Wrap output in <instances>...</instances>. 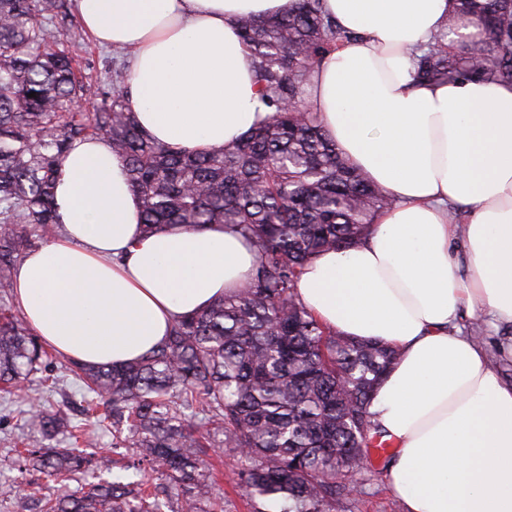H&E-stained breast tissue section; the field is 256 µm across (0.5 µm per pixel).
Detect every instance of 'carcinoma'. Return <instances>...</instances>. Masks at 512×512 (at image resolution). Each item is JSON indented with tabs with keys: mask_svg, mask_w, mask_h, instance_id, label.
Segmentation results:
<instances>
[{
	"mask_svg": "<svg viewBox=\"0 0 512 512\" xmlns=\"http://www.w3.org/2000/svg\"><path fill=\"white\" fill-rule=\"evenodd\" d=\"M321 2L237 21L269 115L236 142L189 153L140 128L122 69L110 90L86 80L63 42L68 0H0V391L38 374L49 393L70 377L85 413L112 427L102 448L45 400L32 407L33 435L16 454L60 492L33 491L20 512H164L161 485L184 512H224L204 463L216 445L235 452L233 481L252 512H340L357 476L387 459L372 454L388 444L369 407L400 352L325 327L298 295L315 254L356 244L395 203L348 162L303 95L323 56L352 39ZM463 23L479 39L455 51L436 36L416 56V78L512 83V0H455L447 30ZM89 90L96 108L77 109ZM95 136L124 162L145 232L224 226L257 258L245 287L176 318L160 345L121 366L47 349L12 302L17 265L56 232L61 161ZM54 438L68 447H46Z\"/></svg>",
	"mask_w": 512,
	"mask_h": 512,
	"instance_id": "carcinoma-1",
	"label": "carcinoma"
}]
</instances>
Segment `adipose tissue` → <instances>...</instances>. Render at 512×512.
I'll return each instance as SVG.
<instances>
[{"instance_id": "adipose-tissue-1", "label": "adipose tissue", "mask_w": 512, "mask_h": 512, "mask_svg": "<svg viewBox=\"0 0 512 512\" xmlns=\"http://www.w3.org/2000/svg\"><path fill=\"white\" fill-rule=\"evenodd\" d=\"M84 29L129 52L125 89L140 127L201 152L261 120L237 20L290 0H74ZM353 38L326 55L305 97L340 151L396 198L367 236L306 266L301 302L326 327L397 346L370 411L396 448L384 479L404 512H512V385L462 312L512 323V85L422 84L415 57L453 0H322ZM464 211L462 223L449 208ZM57 232L18 265L14 298L46 345L125 365L179 316L249 281L239 234L167 226L145 234L140 200L105 137L63 158ZM463 240L464 254L453 243Z\"/></svg>"}]
</instances>
